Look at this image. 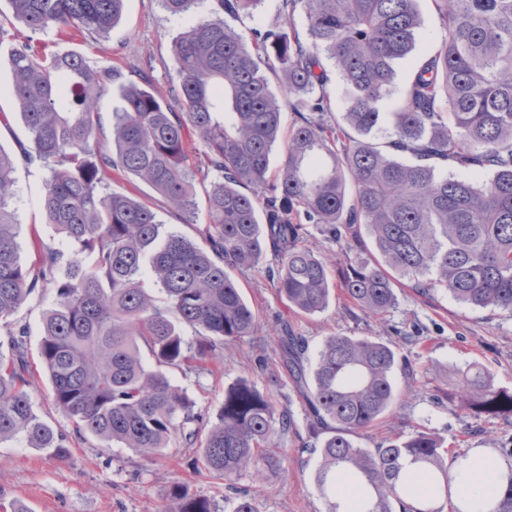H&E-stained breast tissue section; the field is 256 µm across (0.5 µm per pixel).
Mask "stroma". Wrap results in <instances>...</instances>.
I'll use <instances>...</instances> for the list:
<instances>
[{
  "instance_id": "stroma-1",
  "label": "stroma",
  "mask_w": 512,
  "mask_h": 512,
  "mask_svg": "<svg viewBox=\"0 0 512 512\" xmlns=\"http://www.w3.org/2000/svg\"><path fill=\"white\" fill-rule=\"evenodd\" d=\"M0 113L7 123L0 125V150L17 159L13 201L19 224L20 257L25 265L38 260L37 243L43 242L70 253V246L45 222L41 196L49 171L41 163L21 161L20 147L28 132L7 93L11 84L8 62L10 50L25 41L58 43L60 49L85 54L100 66H108L115 56H123V81L137 80L140 73L152 74L159 86L177 77L171 47L182 32L181 23L171 17L160 0H126L123 16L108 37L59 40L56 29L30 31L14 18L8 0H0ZM109 189L130 193L152 204L166 230L195 238L196 226L168 213L159 196L138 180L113 176ZM306 246L333 254L348 247L349 257L369 254L367 236H347L334 240L319 224L306 227ZM272 255H265L252 269L232 270L244 296L255 310L260 325L258 339H244L224 349V363L214 373L182 375L174 373L175 384L195 400L204 420H214L224 403L225 387L247 378L257 388L270 392L278 405L290 408L296 430L271 436L273 446L286 449L283 470L269 486H256L242 477L236 488L225 487L204 468L197 446L173 440L162 456L147 460L129 449L102 448L88 433H76L72 421L52 403L51 385L41 366L39 347L42 318L54 303L51 289H37L13 316L26 326L29 361L35 375L29 388L32 401L43 420L67 439L70 454L60 459L49 451L28 447L23 438L0 443V503H24L29 512H161L165 494L176 483L186 484L194 493L211 497L221 512L237 490L248 491L257 512H324L313 482L317 457L304 447L306 434L302 399L294 393L277 355V331L289 323L318 349L331 334L376 336L393 345L399 361L413 369V389L403 405L395 407L384 422L356 437L364 448L375 447L390 437L408 438L421 430L436 434L452 453L470 454L493 446L512 448V424L499 419L474 417L454 410L445 400L447 375H434V368L453 365L463 369L477 364L488 370L496 386L512 389V316L498 310L473 309L446 296L427 302L417 297L410 284L400 285L396 307L381 317H369L346 301L341 287H334L329 306L321 313L305 316L289 308L268 275L274 267ZM416 330L421 343L403 340L401 331Z\"/></svg>"
}]
</instances>
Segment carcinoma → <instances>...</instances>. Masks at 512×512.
<instances>
[{
	"mask_svg": "<svg viewBox=\"0 0 512 512\" xmlns=\"http://www.w3.org/2000/svg\"><path fill=\"white\" fill-rule=\"evenodd\" d=\"M298 1L300 29L288 10ZM8 2L35 33L55 27L102 37L124 11V0ZM212 2L211 15L199 17V0H162L183 23L172 46L179 83L165 89L144 74L121 86L110 149L100 142V114L118 66L28 43L11 51L10 94L30 136L23 160L50 169L42 209L72 255L38 241V264L20 262L11 209L16 159L0 150V323L9 328V355L0 353V442L21 435L30 448L69 454L66 438L34 409L27 331L11 322L38 288L55 294L43 316L41 364L53 404L75 431L146 459L180 435L199 443L204 467L227 485L244 474L267 485L287 458L285 449L267 447L269 439L294 426L289 409L243 378L224 391L201 439L203 416L172 381L174 371L199 375L218 365L224 345L256 334L257 315L230 269L254 268L270 250L278 293L306 315L327 308L330 271L340 266L344 294L369 316L396 306L404 280L427 300L446 295L512 316V0H434L445 35L413 68L392 112L382 102L396 64L416 48L417 0H282L283 24L254 28L248 41L224 13L252 17L265 0ZM324 55L348 89L335 127L324 119ZM266 67L281 73V93ZM290 105L298 120L285 137ZM384 127L385 145L375 136ZM277 146L284 164L271 180ZM193 149L217 172L205 190L199 242L164 230L140 199L102 191L112 174L131 176L189 223L198 211ZM431 159H450L466 175L440 173ZM306 223L325 225L335 239L343 226H364L375 258L317 253L303 244ZM278 348L306 402L325 512H344L346 486L359 512H444L454 466L485 465L448 456L427 431L374 448L355 444L353 436L404 395L396 352L379 338L326 336L312 355L307 338L290 329ZM456 374V409L512 418V392L495 387L487 370L471 364ZM502 457L494 481L504 492L494 512H512V449ZM162 512L219 510L174 485Z\"/></svg>",
	"mask_w": 512,
	"mask_h": 512,
	"instance_id": "cac0c4a2",
	"label": "carcinoma"
}]
</instances>
